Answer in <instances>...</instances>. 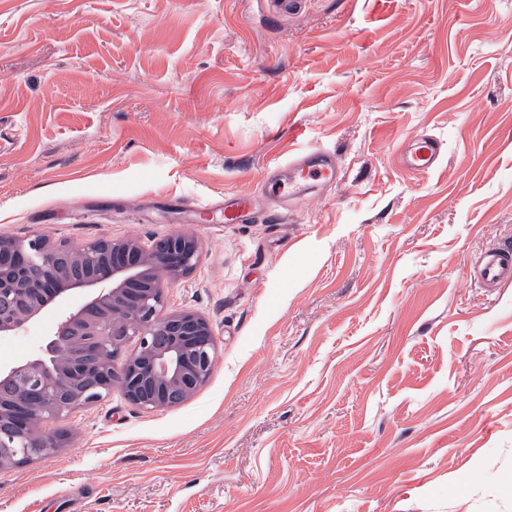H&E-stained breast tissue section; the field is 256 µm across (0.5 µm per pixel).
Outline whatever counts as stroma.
<instances>
[{
  "instance_id": "1",
  "label": "stroma",
  "mask_w": 512,
  "mask_h": 512,
  "mask_svg": "<svg viewBox=\"0 0 512 512\" xmlns=\"http://www.w3.org/2000/svg\"><path fill=\"white\" fill-rule=\"evenodd\" d=\"M314 149L335 185L225 223ZM37 232L195 235L166 307L217 362L180 405L75 412L0 512H512V284L470 272L512 242V0H0V235ZM444 156L443 142L432 135H418L400 151L398 162L408 171L426 173L436 168ZM253 196L249 193L224 198V221L228 224H242L252 212Z\"/></svg>"
}]
</instances>
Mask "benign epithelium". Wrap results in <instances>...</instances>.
Masks as SVG:
<instances>
[{
    "instance_id": "7a95c632",
    "label": "benign epithelium",
    "mask_w": 512,
    "mask_h": 512,
    "mask_svg": "<svg viewBox=\"0 0 512 512\" xmlns=\"http://www.w3.org/2000/svg\"><path fill=\"white\" fill-rule=\"evenodd\" d=\"M201 245L178 232L145 248L101 238L74 246L41 233L0 235V338L23 336L48 306L62 310L25 361L0 366V469L21 467L66 446L43 427L102 401L120 384L152 412L188 400L210 377L217 336L197 312L165 310L170 279L191 272ZM136 349L121 371L113 361Z\"/></svg>"
}]
</instances>
